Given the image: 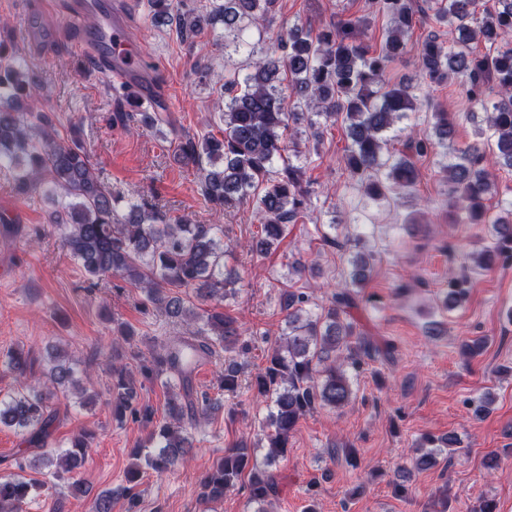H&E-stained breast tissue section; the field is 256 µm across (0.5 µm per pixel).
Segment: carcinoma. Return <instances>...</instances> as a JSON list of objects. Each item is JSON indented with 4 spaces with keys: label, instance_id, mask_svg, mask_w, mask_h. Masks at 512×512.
<instances>
[{
    "label": "carcinoma",
    "instance_id": "cac0c4a2",
    "mask_svg": "<svg viewBox=\"0 0 512 512\" xmlns=\"http://www.w3.org/2000/svg\"><path fill=\"white\" fill-rule=\"evenodd\" d=\"M275 0H213L212 8L197 13L180 0H151L152 19L163 21L178 12L179 29L199 31L220 24L238 30L245 21L255 25L272 21ZM370 6L390 18L384 47L370 51L361 39L360 21L347 18L335 28H324L315 37L292 28L280 37L281 55L252 56L249 72L241 79L224 83L228 100L221 119L222 138L208 136L181 144L177 161L201 172L203 196L216 212L236 206L254 191L261 190L257 210L261 233L249 249L259 254L278 244L303 212L308 190L302 186V168L291 162L272 170L275 159L290 149L285 131L315 118L346 123L350 144L343 161L350 174L365 183L370 199L393 194L412 197L419 172L413 157L426 156L436 141L451 147L455 125L446 112L432 114V135L411 139L406 151L388 159V135L415 109L416 86L410 82L390 84L385 75L400 56L404 37L419 22L414 0H371ZM478 0H441L437 20L456 37L448 47L437 39L424 42L419 55L420 77L434 84L460 82L470 102L486 112V122H477L479 143L448 152L442 167L447 184L448 209L458 212L462 224L484 225L488 244L466 259L480 271L491 269L498 260L512 259V202L505 210L486 205L497 193L495 176L488 167L512 169V47L499 43L512 37V0H495L491 9L477 11ZM489 45L488 52L475 53L474 44ZM28 64L0 41V171L10 173L20 194L42 192L53 197L57 208L49 224L63 233L74 261L92 278L120 276L139 288L145 300L166 315L180 318L191 309L173 288H188L214 309L198 318L200 335L177 337L150 359H140L131 347L132 330H120L117 340L128 344L126 351L114 346L109 400L114 413L134 419H151L152 410L138 404L139 388L124 363H137L143 378L158 382L167 393V419L151 433L155 451L134 452L136 463L126 472L131 491L151 469L164 473L186 460L191 448L184 426L186 416H207L220 400L207 391L196 393L191 386L189 361L210 358L215 348H224L220 389L236 393L243 364L238 358L249 351L242 341L237 320L220 311L222 302L235 296L240 276L224 269V233L216 224H194L186 217L163 223L153 205L130 203L118 211L121 196L112 190L93 166L90 156L76 139H61L47 130L45 114L32 112L38 102L28 82ZM288 74V92L277 86ZM306 106L308 111L296 108ZM326 243L351 253L349 284L337 288L317 302L304 291L290 292L284 302L286 328L278 336L266 364L248 385L252 401L265 405L267 414L260 429L266 452L258 461L251 448L240 442L224 450V456L201 479L200 495L210 501L224 493L243 490L255 512H271L278 485L270 467L284 459L289 440L299 420L321 408L343 409L353 399L354 386L370 361L389 360L394 344L380 342L363 330L352 310L368 305L372 297L363 293L375 255L364 249V232L346 238L336 236V225L323 232ZM467 279L451 276L443 294L442 307L452 311L468 295ZM8 364L22 380L21 389L0 398V427L22 432L29 443L44 449L16 463L17 471L0 475V512H19L21 505L42 485L26 477L29 470H48L60 481L86 460L93 435L82 433L58 454L48 449L50 427L55 418L51 402L57 388L79 385L75 370L58 354H49L47 379L33 378L34 360L19 352L8 355ZM429 448L413 460V467L426 470L437 456L457 444L450 435L426 437Z\"/></svg>",
    "mask_w": 512,
    "mask_h": 512
}]
</instances>
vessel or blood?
I'll list each match as a JSON object with an SVG mask.
<instances>
[{
	"mask_svg": "<svg viewBox=\"0 0 512 512\" xmlns=\"http://www.w3.org/2000/svg\"><path fill=\"white\" fill-rule=\"evenodd\" d=\"M92 14L98 22L89 28L85 20ZM24 34L28 42L41 48L65 38L75 50L92 56L112 81L149 79L144 64L146 52L131 43L129 20L123 12L113 9L110 0H68L59 20L25 26Z\"/></svg>",
	"mask_w": 512,
	"mask_h": 512,
	"instance_id": "1",
	"label": "vessel or blood"
}]
</instances>
